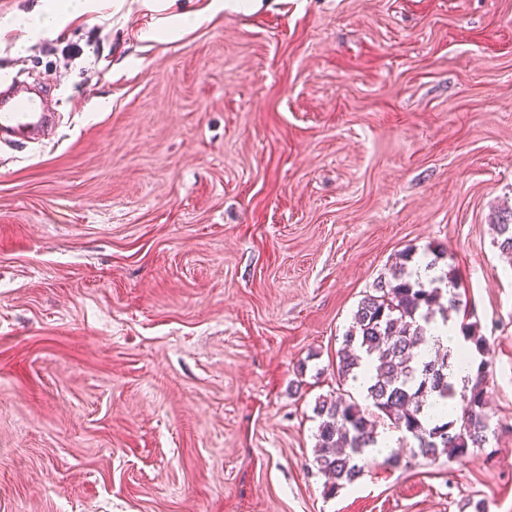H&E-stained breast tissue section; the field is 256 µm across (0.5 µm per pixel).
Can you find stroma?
<instances>
[{"label":"stroma","instance_id":"obj_1","mask_svg":"<svg viewBox=\"0 0 512 512\" xmlns=\"http://www.w3.org/2000/svg\"><path fill=\"white\" fill-rule=\"evenodd\" d=\"M75 19L0 68V512H512V0H263L174 41ZM448 252L497 442L328 495L336 352L396 253ZM58 121L54 112H47L43 100L16 91L4 97L0 91V138L2 141L16 138L33 143H43L48 129L56 130ZM496 235V244L502 253L512 254V209L498 211L492 224Z\"/></svg>","mask_w":512,"mask_h":512}]
</instances>
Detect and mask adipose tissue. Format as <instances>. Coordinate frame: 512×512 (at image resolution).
I'll use <instances>...</instances> for the list:
<instances>
[{
    "label": "adipose tissue",
    "instance_id": "adipose-tissue-1",
    "mask_svg": "<svg viewBox=\"0 0 512 512\" xmlns=\"http://www.w3.org/2000/svg\"><path fill=\"white\" fill-rule=\"evenodd\" d=\"M109 0H40L28 13L0 19V47L8 45L21 52L38 38L60 31L79 15L96 16ZM139 7L158 12L166 11L161 25L141 32L144 41L175 40L187 28L197 27L225 13H233L256 6L258 0H207L200 9H176V0H136Z\"/></svg>",
    "mask_w": 512,
    "mask_h": 512
}]
</instances>
